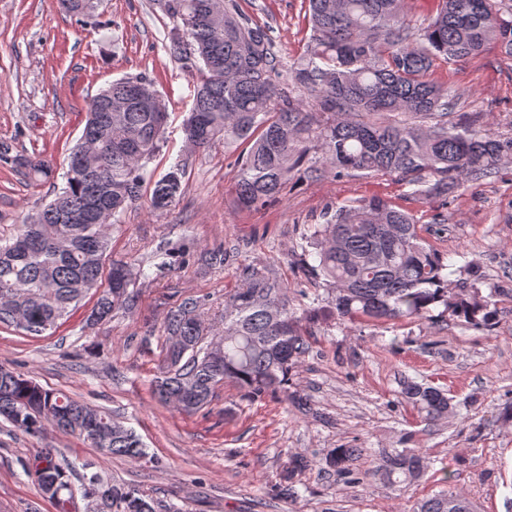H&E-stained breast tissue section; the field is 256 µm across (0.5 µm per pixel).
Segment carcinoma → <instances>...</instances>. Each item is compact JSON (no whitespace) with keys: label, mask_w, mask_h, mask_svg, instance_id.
Masks as SVG:
<instances>
[{"label":"carcinoma","mask_w":512,"mask_h":512,"mask_svg":"<svg viewBox=\"0 0 512 512\" xmlns=\"http://www.w3.org/2000/svg\"><path fill=\"white\" fill-rule=\"evenodd\" d=\"M173 20L166 51L193 77L195 88L182 124L185 147L206 150L218 141L250 145L237 158L233 190L245 209L277 199L288 176L303 165L317 142L321 166L305 168L318 177L395 174L424 197H444L461 178L489 177L498 162L512 156V139L448 127V114L460 96L432 79L436 60L476 56L496 47L512 58V0H435L436 10L414 28L403 0H308L312 34L300 58L284 67L270 28L253 21L237 0H157ZM79 19L95 16V0H60ZM301 91L319 112L295 95ZM165 100L147 75L113 81L90 100L79 142L69 157L64 185L41 209L10 231H0V327L41 336L57 328L91 292L98 293L92 316L108 317L131 300V268L120 262L105 268L112 231L124 212L143 198L166 210L182 194L185 165L160 177L148 164L165 141ZM32 182L53 178V165L41 156L14 158ZM433 176L429 181L424 173ZM313 262L301 259L305 275L331 290L336 319H427L435 309L467 326L496 324L503 308L497 295H483L473 273L455 281L447 266L423 243L415 219L380 199L340 206L313 227ZM243 287L229 295L224 327L216 333L184 301L165 320L163 343L167 375L154 381L165 404L187 413L208 406L216 390L233 382L250 400L288 393L293 373L309 349L303 323L320 306L298 315L288 308L286 286L255 269L243 274ZM220 345L216 350L213 344ZM401 394L427 422L448 415L447 393L405 378ZM0 416L18 432L38 435L47 427L77 436L111 454L148 456L134 432L106 410L48 389L0 367ZM360 448H333L327 461L336 475L353 473ZM310 465L292 457L277 495L296 497L293 475ZM425 470L417 448L382 454L376 474L403 489ZM28 474L37 485L56 483L50 497L59 512H71L74 498L85 512H162L139 490L111 483L95 472L71 488L68 466L52 448L30 458ZM413 512H475L463 495L443 490L416 504Z\"/></svg>","instance_id":"1"}]
</instances>
